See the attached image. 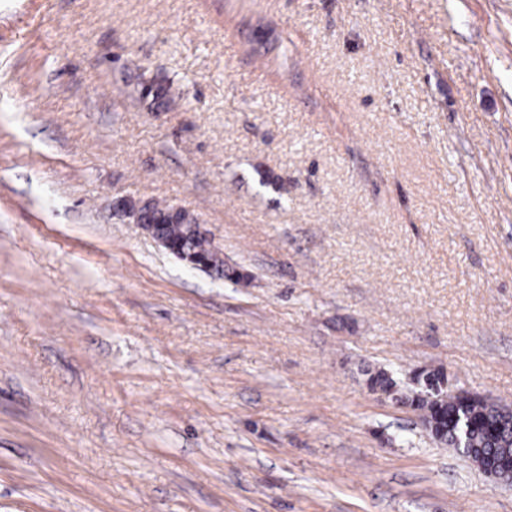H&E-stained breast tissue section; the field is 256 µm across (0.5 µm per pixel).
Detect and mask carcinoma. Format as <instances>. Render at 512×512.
Returning a JSON list of instances; mask_svg holds the SVG:
<instances>
[{
  "label": "carcinoma",
  "instance_id": "1",
  "mask_svg": "<svg viewBox=\"0 0 512 512\" xmlns=\"http://www.w3.org/2000/svg\"><path fill=\"white\" fill-rule=\"evenodd\" d=\"M162 215L160 231L174 242L200 252H210V243L194 235L189 224H172L164 216L169 205L156 203ZM444 372H423L418 376L417 388L400 394L399 399L429 415V434L434 440L463 456L478 460L483 457L495 461L501 481L512 482V407L486 399L465 395L444 396ZM369 388L389 393L397 387L392 375L379 370L369 376Z\"/></svg>",
  "mask_w": 512,
  "mask_h": 512
}]
</instances>
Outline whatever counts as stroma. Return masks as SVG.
Segmentation results:
<instances>
[{
    "mask_svg": "<svg viewBox=\"0 0 512 512\" xmlns=\"http://www.w3.org/2000/svg\"><path fill=\"white\" fill-rule=\"evenodd\" d=\"M380 369L512 405V0H0V512H512ZM119 203L122 204L125 208L132 212L136 218V224H138L143 231H145L159 246L164 248L168 253H173L175 257L180 259L181 261L186 262L192 268H204L205 260L202 258L195 256L193 252L183 251L181 254L175 253L174 250H177L178 247L174 243H179L181 245H185L187 248H192L204 253H210V243L205 240L198 238L194 235L191 230L192 224H170L171 218L163 216L165 212H167L170 208L166 203H156V207H159L157 212L162 216V224L160 226V231L166 236H162L159 232L156 231L155 222L153 221L154 215V204L152 202H144L142 205L138 206L135 202L129 201L125 198L119 199ZM185 211L189 216L194 218L192 228L199 235L208 238L211 242V239L208 237L207 231L204 229L200 219L194 215H191L186 210L173 206L171 212L175 213H183ZM173 241H171L170 239ZM211 246L214 252H218V249L212 244Z\"/></svg>",
    "mask_w": 512,
    "mask_h": 512,
    "instance_id": "stroma-1",
    "label": "stroma"
}]
</instances>
